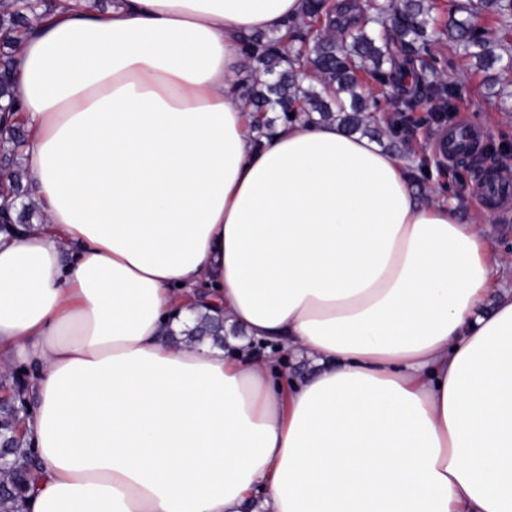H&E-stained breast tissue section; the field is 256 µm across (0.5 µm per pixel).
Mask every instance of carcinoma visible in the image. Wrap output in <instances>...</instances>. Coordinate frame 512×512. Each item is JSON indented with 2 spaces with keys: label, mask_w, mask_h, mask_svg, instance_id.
<instances>
[{
  "label": "carcinoma",
  "mask_w": 512,
  "mask_h": 512,
  "mask_svg": "<svg viewBox=\"0 0 512 512\" xmlns=\"http://www.w3.org/2000/svg\"><path fill=\"white\" fill-rule=\"evenodd\" d=\"M51 0H0V100L6 113L0 115V158L8 174L4 196L8 208L0 214L4 224L43 221L28 200V172L19 167L16 152L23 139L12 113L19 111L20 91L14 80L19 34L39 18ZM480 8L496 23L493 29L476 25L477 12L468 0L448 8V24L435 27L431 6L425 0H373L369 12L359 18L336 15L331 0H306L303 15L284 24L282 34L253 33L242 38L248 70L261 74L249 86V99L258 131L291 121L289 114H304L312 121H337L349 133L369 128L371 115L362 93L359 73H367L381 88L401 95L407 87L421 97L437 102L435 121L455 108L457 82L454 57L462 54L492 69L502 63L512 66V54L504 57L489 48L487 34L506 30L512 20V0H480ZM448 39V60H425L415 67L410 53L431 54L432 46ZM274 117L269 118L267 114ZM181 335L190 342L210 336L224 347V319L210 315L185 325ZM21 401L0 402V437H12L21 417ZM34 469L8 465L0 470V512H21L22 498Z\"/></svg>",
  "instance_id": "carcinoma-1"
}]
</instances>
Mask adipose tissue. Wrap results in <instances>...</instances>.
I'll return each mask as SVG.
<instances>
[{
    "label": "adipose tissue",
    "instance_id": "adipose-tissue-1",
    "mask_svg": "<svg viewBox=\"0 0 512 512\" xmlns=\"http://www.w3.org/2000/svg\"><path fill=\"white\" fill-rule=\"evenodd\" d=\"M303 7L63 0L21 34L44 220L0 231V372L32 371L28 512H512L484 228L336 123L250 122L241 38ZM200 312L225 349L172 340Z\"/></svg>",
    "mask_w": 512,
    "mask_h": 512
}]
</instances>
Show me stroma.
Listing matches in <instances>:
<instances>
[{"mask_svg":"<svg viewBox=\"0 0 512 512\" xmlns=\"http://www.w3.org/2000/svg\"><path fill=\"white\" fill-rule=\"evenodd\" d=\"M455 70L461 89L453 124H472L481 128L483 145H495L483 165H468L462 161L448 162L440 158L433 147L441 128L421 125L426 102H415L406 109L412 124L404 134L380 140L379 145L399 159L409 162L415 173L411 179L413 191L429 198L443 196L456 204V210L467 223L484 226L495 253L501 259L497 269L499 281L512 287V219H506L503 208L486 215L484 204L476 193L483 170H512V159L504 150H512V69H480L475 61L456 58Z\"/></svg>","mask_w":512,"mask_h":512,"instance_id":"obj_1","label":"stroma"}]
</instances>
